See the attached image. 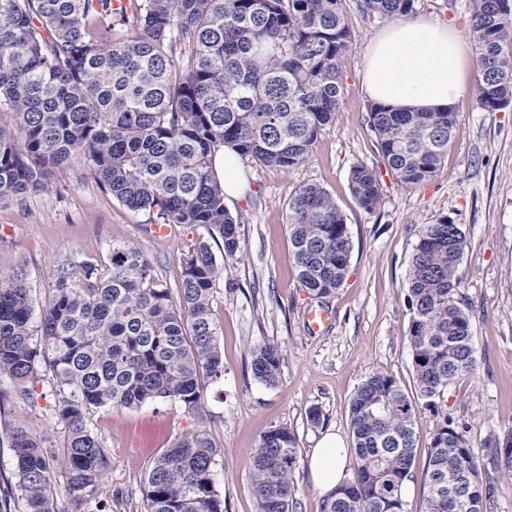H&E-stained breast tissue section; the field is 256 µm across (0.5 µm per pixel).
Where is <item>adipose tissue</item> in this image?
<instances>
[{
	"instance_id": "adipose-tissue-1",
	"label": "adipose tissue",
	"mask_w": 512,
	"mask_h": 512,
	"mask_svg": "<svg viewBox=\"0 0 512 512\" xmlns=\"http://www.w3.org/2000/svg\"><path fill=\"white\" fill-rule=\"evenodd\" d=\"M469 51L447 27L423 19L400 21L376 36L364 64L371 99L397 108H443L466 96ZM348 458L335 436L324 439L310 458L314 481L323 492L341 482Z\"/></svg>"
}]
</instances>
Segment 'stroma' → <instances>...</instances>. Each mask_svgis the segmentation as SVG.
I'll return each instance as SVG.
<instances>
[{"label": "stroma", "mask_w": 512, "mask_h": 512, "mask_svg": "<svg viewBox=\"0 0 512 512\" xmlns=\"http://www.w3.org/2000/svg\"><path fill=\"white\" fill-rule=\"evenodd\" d=\"M471 0H417L415 17L468 38ZM353 45L342 71V103L335 125L323 130L308 160L284 172L241 161L240 196L225 198L241 213L242 255L225 260L217 281L212 318L220 329L224 375L208 382L201 411L157 400L137 408L99 409L89 416L112 453L95 498L104 512H144L143 484L154 458L181 436L205 432L217 449L215 487L224 512H255L248 454L262 431L283 424L299 442L300 464L293 512H321L323 492L314 484L309 459L321 440L339 436L352 448L350 402L373 370L392 376L413 394L407 305L408 261L421 225L442 215L467 228L458 268L461 289L472 305V334L478 368L453 381L436 408L419 407L414 478L402 497L407 512L422 510V478L430 442L445 418L468 423L469 445L480 464L490 462V432L512 426V109L488 112L477 101L478 73L468 67L467 97L457 106L454 138L434 177L402 185L382 167L367 124L370 98L363 68L373 38L385 21L363 15L347 0ZM379 167L382 203L363 210L353 197L349 171L355 164ZM306 183L326 187L346 217L352 252L346 278L328 300L329 328L312 332V306L293 261L286 207ZM143 214L128 210L85 170L75 165L50 177L47 192L0 203V268L25 266L36 304L47 298L53 267L71 253L103 259L112 240L137 244L156 264L169 287L180 282L186 254L199 238L192 224L156 237L144 229ZM272 340L281 349L278 380L265 385L250 370V350ZM57 398L50 380L29 398L0 382V485L13 481L10 430L31 428L43 436L55 465L49 485L60 512H72L64 429L52 417ZM319 421H311V410Z\"/></svg>", "instance_id": "obj_1"}]
</instances>
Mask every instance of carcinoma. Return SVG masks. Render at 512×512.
Returning <instances> with one entry per match:
<instances>
[{
  "label": "carcinoma",
  "mask_w": 512,
  "mask_h": 512,
  "mask_svg": "<svg viewBox=\"0 0 512 512\" xmlns=\"http://www.w3.org/2000/svg\"><path fill=\"white\" fill-rule=\"evenodd\" d=\"M366 16L403 21L415 0H358ZM469 35L480 72L477 98L489 112L512 107V0H471ZM353 43L347 0H0V201L45 191L54 173L81 163L112 197L149 224L204 230L189 249L176 289L159 279L134 243L112 241L102 262L79 252L55 269L37 308L24 274L0 270V379L25 397L43 377L61 393V467L76 512L92 494L110 450L90 427L98 409L169 399L202 408L206 382L224 373L211 305L224 258L240 253L242 216L224 205L216 154L288 171L306 161L336 123L342 65ZM456 108L399 112L379 102L367 118L398 181L430 180L448 152ZM352 193L368 212L381 205L374 167L350 169ZM298 278L323 304L348 272L353 248L345 216L322 185L301 186L287 204ZM466 234L448 216L424 224L408 265L409 343L416 398L382 371L370 372L350 405L355 477L322 500L321 512H406L413 478L416 408H436L448 385L474 373L472 307L456 277ZM280 347L251 350V371L276 382ZM470 428L445 418L432 439L423 512H491L493 479L469 447ZM492 467L512 479V427L492 433ZM21 512H55L52 462L36 433L9 435ZM216 451L204 433L158 454L143 485L145 512H224L215 489ZM300 448L272 425L248 464L257 512H292Z\"/></svg>",
  "instance_id": "carcinoma-1"
}]
</instances>
